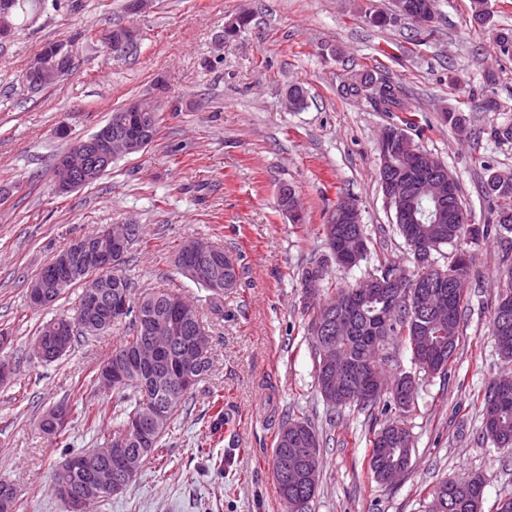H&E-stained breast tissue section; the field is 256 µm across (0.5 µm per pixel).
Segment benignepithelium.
<instances>
[{
    "mask_svg": "<svg viewBox=\"0 0 512 512\" xmlns=\"http://www.w3.org/2000/svg\"><path fill=\"white\" fill-rule=\"evenodd\" d=\"M138 32L132 28H121L112 32V54L120 55L127 50V45L137 40ZM72 68V55L65 47H56L35 56L25 70L24 83L29 88H42L56 83L68 74ZM159 105L148 97L129 99L119 109L120 115L114 125L97 130L90 137L76 141L66 154L59 157L53 173L58 191L71 192L97 179L102 170L112 163L117 155H129L141 151L147 144L146 127L142 115L145 112H156ZM386 201L401 198L403 195L419 190L445 209L446 180L433 174L416 184L403 179H387ZM348 224L357 229L361 224L360 210L357 203L348 199L336 210L331 224ZM132 245V236L124 232L107 230L100 236L85 235L75 239L68 248L55 255L52 261L36 273L29 283L28 298L34 308H42L52 303L54 291L65 283L89 270L105 272L119 267L126 252ZM218 252V245L203 240H190L182 248L181 254L192 260L191 271L211 281L215 290H229L235 287L234 282L223 279L215 269L211 259ZM88 312L93 313L106 305L111 311V320L125 317L127 298L112 295V286L105 280H84ZM433 290L431 284L420 280L413 281V290L407 292L405 301L413 305L417 313L430 325H441L448 320V304L441 300L438 307H432ZM180 322L172 316L153 319L148 324L152 341L164 340L179 334ZM69 346V332L53 322L44 325V331L35 341L33 348L41 358L55 357L66 352ZM203 351H192L185 355L182 369L163 375V379L175 390L191 385L194 375L192 368L200 361ZM325 366L329 372L330 386L343 384L348 376V368L332 358H325ZM161 411L157 408L147 410L132 418L126 426L125 434L129 438L141 440L160 423ZM313 440L303 442L300 454L285 455L282 458V471L288 478L295 476L294 468L299 456L310 452ZM112 466L98 470L96 476L88 484L83 493L75 494L71 490L69 475L91 465L86 456L76 457L67 463L56 483L57 494L67 512H87L89 504L102 498L116 495L123 491L124 485L112 479V470L126 466L125 449H112Z\"/></svg>",
    "mask_w": 512,
    "mask_h": 512,
    "instance_id": "benign-epithelium-1",
    "label": "benign epithelium"
}]
</instances>
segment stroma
Listing matches in <instances>:
<instances>
[{
	"instance_id": "obj_1",
	"label": "stroma",
	"mask_w": 512,
	"mask_h": 512,
	"mask_svg": "<svg viewBox=\"0 0 512 512\" xmlns=\"http://www.w3.org/2000/svg\"><path fill=\"white\" fill-rule=\"evenodd\" d=\"M125 0H28L13 34L0 39V328L13 375L0 384V481L18 495L14 512H62L52 493L67 449L96 447L99 430L82 415L64 439L43 434L39 417L64 402L93 405L112 425L115 396L94 370L127 332L80 343L47 364L32 352L40 324L73 315L78 289L45 309L30 306L31 278L79 236L105 224H136L139 239L123 269L135 293L179 295L199 308L212 338L213 370L181 408L151 458L126 489L96 512H284L272 471L277 430L287 418L310 421L327 437L312 512H427L429 493L461 474L485 480L483 512L512 495V448L483 433V395L512 362L498 355L491 324L512 277V232L500 230L473 247L462 331L444 375L424 372L396 345L387 376H411L410 411L391 406L368 418L357 408L330 414L315 381L309 344L312 313L301 272L328 261L322 232L339 196L361 204L369 252L358 266L330 263L333 288L359 285L383 259L412 269L377 175V141L390 119L365 98L344 99L352 75L370 72L402 88L419 123L411 136L458 180L468 220L485 223L481 193L486 166L512 170V143L489 140L491 127L512 124V59L500 56L487 31L470 19V0H438L429 27L398 19L380 28L367 13L392 0H151L133 14ZM250 22L232 41L224 24ZM138 31L136 45L112 55L102 40L116 28ZM63 42L74 69L50 88L33 91L20 77L46 43ZM498 81L479 91L480 74ZM308 105H287L290 85ZM160 100L159 128L144 150L113 162L93 184L55 190L53 165L128 99ZM493 97L498 110L482 109ZM461 107L471 131L462 136L441 118ZM295 192L304 215L291 223L278 200ZM188 238L224 246L239 263V285L211 313L206 293L179 273L174 254ZM401 421L415 451L396 483L367 478L368 440ZM210 437V459L198 453Z\"/></svg>"
}]
</instances>
